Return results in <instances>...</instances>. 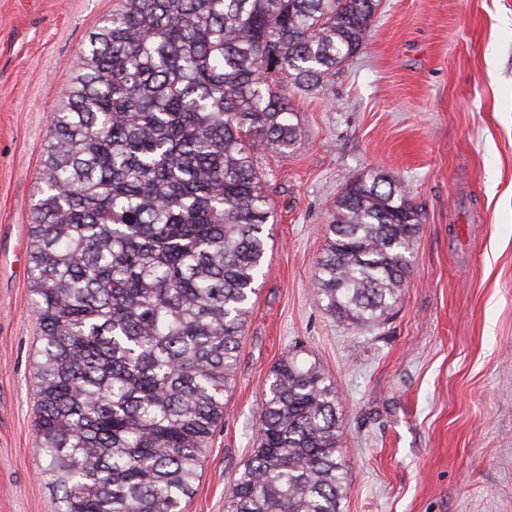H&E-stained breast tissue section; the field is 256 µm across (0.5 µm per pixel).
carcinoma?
<instances>
[{"mask_svg": "<svg viewBox=\"0 0 512 512\" xmlns=\"http://www.w3.org/2000/svg\"><path fill=\"white\" fill-rule=\"evenodd\" d=\"M378 0H118L53 113L30 215L40 329L34 441L58 512H182L224 413L273 217L260 152L300 137L288 87L319 90ZM421 213L385 174L337 196L316 299L381 318ZM336 385L271 370L225 512H344Z\"/></svg>", "mask_w": 512, "mask_h": 512, "instance_id": "carcinoma-1", "label": "carcinoma"}]
</instances>
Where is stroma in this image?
<instances>
[{
    "mask_svg": "<svg viewBox=\"0 0 512 512\" xmlns=\"http://www.w3.org/2000/svg\"><path fill=\"white\" fill-rule=\"evenodd\" d=\"M116 0H0V512H57L34 454L39 329L29 214L60 86ZM301 136L262 153L274 222L224 417L183 512H224L286 352L336 385L345 512H512V0H380L322 92L292 91ZM394 176L422 214L388 318L315 299L350 180Z\"/></svg>",
    "mask_w": 512,
    "mask_h": 512,
    "instance_id": "35a3bbf8",
    "label": "stroma"
}]
</instances>
